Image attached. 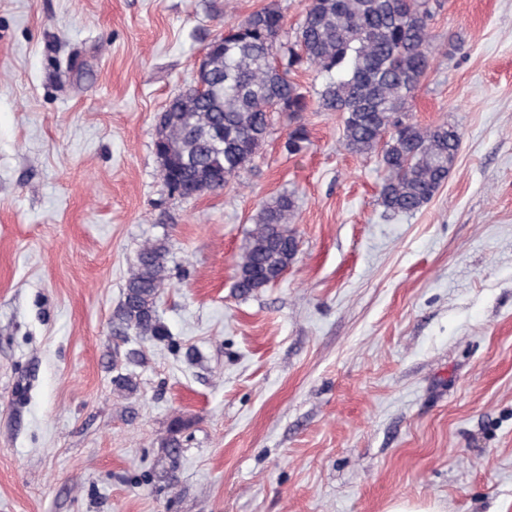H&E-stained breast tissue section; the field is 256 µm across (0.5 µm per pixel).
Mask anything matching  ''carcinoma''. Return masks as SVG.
<instances>
[{
	"mask_svg": "<svg viewBox=\"0 0 512 512\" xmlns=\"http://www.w3.org/2000/svg\"><path fill=\"white\" fill-rule=\"evenodd\" d=\"M440 8L441 0H307L291 37L272 0L230 25L224 51L213 54L208 88L171 98L176 116L166 150L175 178L197 185L221 167L229 185L252 167L276 112L295 123L288 152L301 151L308 135L297 119L311 109V99L295 75L305 67L323 77L317 109L340 115L344 147L377 158L378 203L393 214L419 211L447 182L460 135L445 122L423 127L411 120L397 129L393 117L409 111L431 68L429 20ZM296 207L288 193L260 204L235 265L237 296L277 283L279 271L293 262L296 237L288 224ZM166 255L161 240L141 248L114 314V334L142 341L169 335L157 303L168 279Z\"/></svg>",
	"mask_w": 512,
	"mask_h": 512,
	"instance_id": "1",
	"label": "carcinoma"
}]
</instances>
